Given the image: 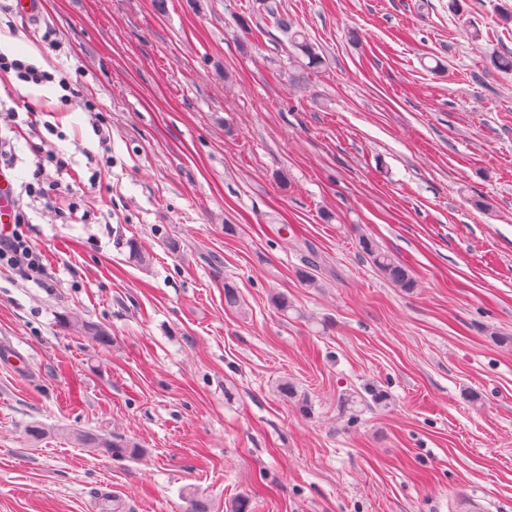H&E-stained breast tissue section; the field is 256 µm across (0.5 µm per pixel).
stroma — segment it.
I'll return each instance as SVG.
<instances>
[{
	"label": "stroma",
	"instance_id": "obj_1",
	"mask_svg": "<svg viewBox=\"0 0 512 512\" xmlns=\"http://www.w3.org/2000/svg\"><path fill=\"white\" fill-rule=\"evenodd\" d=\"M461 5L480 42L448 0H41L35 26L0 11V52L80 96L0 72V113H38L0 120L13 190L45 151L66 161L21 202L43 276L0 267V512L512 502V74L490 63L512 51V0ZM281 17L322 68L290 65ZM311 248L339 273L318 288L296 277ZM73 312L111 345L64 328ZM361 251L368 256L380 275L395 288L410 292L416 281L409 268L389 251L384 250L372 237L359 238ZM70 439L82 448H92L99 454L111 458H135L141 452V448L118 436L83 432L72 434Z\"/></svg>",
	"mask_w": 512,
	"mask_h": 512
}]
</instances>
